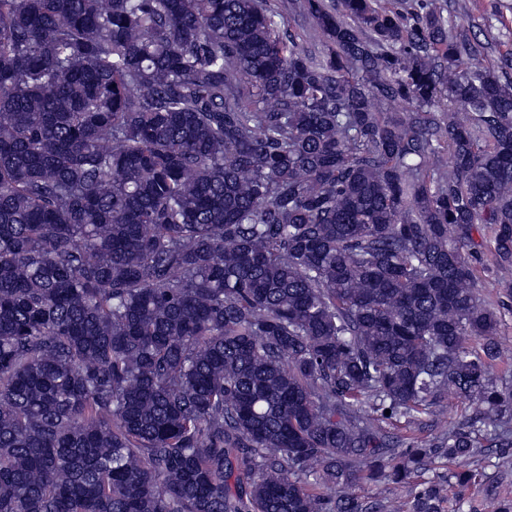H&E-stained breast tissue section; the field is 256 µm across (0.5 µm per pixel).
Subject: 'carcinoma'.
Masks as SVG:
<instances>
[{
  "mask_svg": "<svg viewBox=\"0 0 512 512\" xmlns=\"http://www.w3.org/2000/svg\"><path fill=\"white\" fill-rule=\"evenodd\" d=\"M290 7L324 51L271 0H0V512H439L434 461L512 463V57ZM481 294L486 300L494 305L501 304L504 301L507 304L512 305V288H511V299L507 295L510 293L509 285L512 287V271L507 274H501L495 270L490 271H479ZM503 313V321L500 328L499 339L503 344V352L501 357L493 362L491 372L497 373L505 371L508 368L512 369V309H501ZM444 405L446 407L444 408V413L442 415L443 422L438 425V428L434 427L431 430V427H428L421 432H416L418 437L431 439L436 435L442 426L448 425L449 427L459 418H461L462 415L465 413H470L469 402L461 397H458L451 390H448V404L445 402ZM384 483H369L363 480L355 481L346 488V492L353 496L362 498L373 499H384L388 497L389 490Z\"/></svg>",
  "mask_w": 512,
  "mask_h": 512,
  "instance_id": "carcinoma-1",
  "label": "carcinoma"
}]
</instances>
